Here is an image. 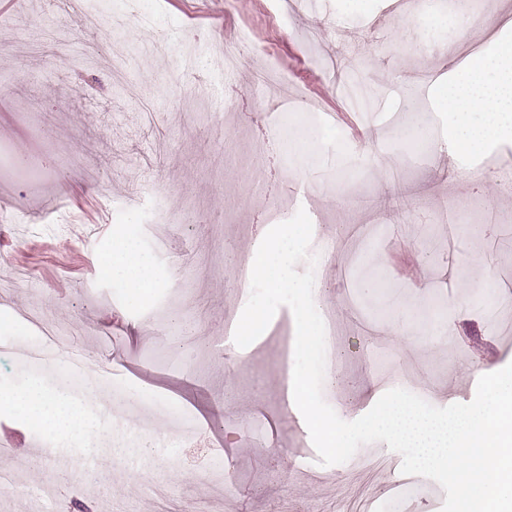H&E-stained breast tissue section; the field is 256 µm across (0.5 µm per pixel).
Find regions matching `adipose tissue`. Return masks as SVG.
<instances>
[{
	"label": "adipose tissue",
	"mask_w": 512,
	"mask_h": 512,
	"mask_svg": "<svg viewBox=\"0 0 512 512\" xmlns=\"http://www.w3.org/2000/svg\"><path fill=\"white\" fill-rule=\"evenodd\" d=\"M482 39L483 47L466 55L459 77L436 90L437 106L448 115V180L452 183L482 176V168L473 166L472 158L496 143L512 141V21L485 31ZM488 43L493 52L485 51ZM105 262L124 275L134 302L148 298L157 286L153 271L129 242L116 241ZM307 388L303 374H286L281 383L283 405L300 412L308 433L326 452H335L336 426L317 411ZM0 409L21 412L26 422L57 432L82 424L93 447L105 437L96 424L83 421L76 404L63 394H51L38 380L23 390L0 392Z\"/></svg>",
	"instance_id": "adipose-tissue-1"
}]
</instances>
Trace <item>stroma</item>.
Segmentation results:
<instances>
[{
  "mask_svg": "<svg viewBox=\"0 0 512 512\" xmlns=\"http://www.w3.org/2000/svg\"><path fill=\"white\" fill-rule=\"evenodd\" d=\"M82 2L47 13L43 0H15L0 14V210L31 223L0 222V390L31 383L19 353L39 323L55 326L59 353L118 363L111 409L72 398L111 426L113 447L132 449L129 467L148 480L128 488L118 470L78 479L91 455L77 432L0 413L22 437L0 453V470L23 466L32 492L22 500L0 487V512H386L401 455L371 443L320 465L282 404L290 308L243 349L225 350V325L246 305L239 268L283 203L334 244L315 281L334 317L335 371L322 393L341 419L373 407L369 383L446 407L471 402L480 376L512 362V318L488 320L477 296L490 274L512 291L506 256L491 253L498 224L512 225V192L491 176L449 183L447 151L417 153L398 132L413 120L447 143L432 92L459 63L448 45L501 27L500 11L477 0L467 22L448 0H416L401 16L390 0H321L288 18L282 0ZM228 41L240 46L231 71ZM271 69L285 86L277 95L259 83ZM352 73L368 99L358 112L342 89ZM173 210L183 223L167 222ZM467 211L490 217L481 243L457 229ZM371 227L375 239L363 240ZM119 239L157 278L142 302L101 262ZM410 304L419 334L445 324L456 341L422 351L387 333ZM173 409L202 445L177 447ZM132 410L142 415L134 431L122 424ZM49 439L69 466L42 455ZM211 452L223 476L206 474Z\"/></svg>",
  "mask_w": 512,
  "mask_h": 512,
  "instance_id": "35a3bbf8",
  "label": "stroma"
}]
</instances>
